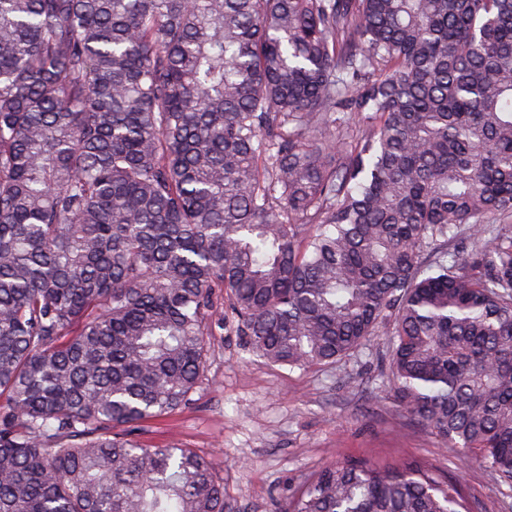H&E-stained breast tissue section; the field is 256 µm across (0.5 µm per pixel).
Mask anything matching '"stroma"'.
<instances>
[{
    "instance_id": "obj_1",
    "label": "stroma",
    "mask_w": 512,
    "mask_h": 512,
    "mask_svg": "<svg viewBox=\"0 0 512 512\" xmlns=\"http://www.w3.org/2000/svg\"><path fill=\"white\" fill-rule=\"evenodd\" d=\"M137 438L177 443L211 461L231 512H278L307 479L345 457L424 462L462 476L473 512H512V487L462 463L395 406L382 337L336 363L295 371L252 355L233 333L211 337L191 404L144 422Z\"/></svg>"
}]
</instances>
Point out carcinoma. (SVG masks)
<instances>
[{
	"label": "carcinoma",
	"mask_w": 512,
	"mask_h": 512,
	"mask_svg": "<svg viewBox=\"0 0 512 512\" xmlns=\"http://www.w3.org/2000/svg\"><path fill=\"white\" fill-rule=\"evenodd\" d=\"M229 321L291 370L388 337L512 484V0H0V512H226L134 430ZM282 512L471 507L346 458Z\"/></svg>",
	"instance_id": "obj_1"
}]
</instances>
